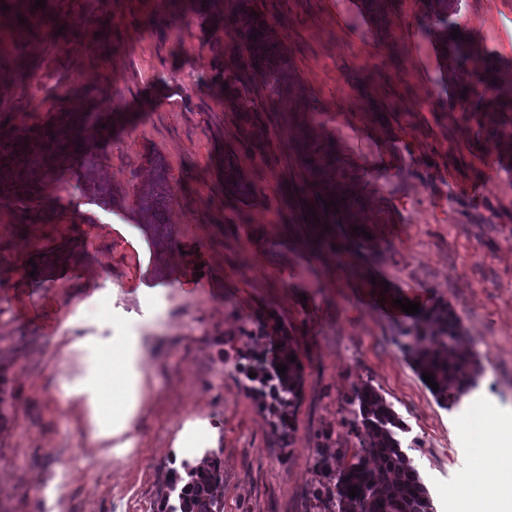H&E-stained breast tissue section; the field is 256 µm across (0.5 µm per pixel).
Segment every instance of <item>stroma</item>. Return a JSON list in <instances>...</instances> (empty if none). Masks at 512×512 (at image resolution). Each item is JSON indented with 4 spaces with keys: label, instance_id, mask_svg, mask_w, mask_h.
Masks as SVG:
<instances>
[{
    "label": "stroma",
    "instance_id": "35a3bbf8",
    "mask_svg": "<svg viewBox=\"0 0 512 512\" xmlns=\"http://www.w3.org/2000/svg\"><path fill=\"white\" fill-rule=\"evenodd\" d=\"M0 0V155L80 109L96 159L41 175L28 203L0 194V512H158L170 450L189 421L219 428L224 512H321L343 449L361 438L347 404L372 384L400 418L403 450L435 512H461L465 485L499 474L464 424L512 420V112L494 123L482 89L450 101L438 82L422 0H395L376 29L354 0H255L287 49L301 94L246 131L215 76L234 47L197 0ZM512 85V0H461L455 16ZM315 107L365 204L362 234L314 220L294 193L296 126ZM250 181L224 193L225 158ZM165 181H158L155 163ZM160 204L146 225L138 198ZM400 299L448 305L479 360L477 384L441 405L395 341ZM106 306L147 350L145 408L131 447L89 445L69 397L74 336L112 334ZM303 365L289 432L246 380L225 371L266 337Z\"/></svg>",
    "mask_w": 512,
    "mask_h": 512
}]
</instances>
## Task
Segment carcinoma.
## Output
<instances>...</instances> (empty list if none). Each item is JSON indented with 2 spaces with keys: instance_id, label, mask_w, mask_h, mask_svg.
<instances>
[{
  "instance_id": "1",
  "label": "carcinoma",
  "mask_w": 512,
  "mask_h": 512,
  "mask_svg": "<svg viewBox=\"0 0 512 512\" xmlns=\"http://www.w3.org/2000/svg\"><path fill=\"white\" fill-rule=\"evenodd\" d=\"M371 23L382 28L392 0H358ZM460 0H422L424 29L433 37L439 61L438 82L446 88L451 99L470 96L479 86L496 87L494 100L482 104L481 111L493 118V113L512 110V85L495 86L497 64L488 52L476 46L469 38L452 39L456 28L453 16ZM253 0H225L224 21L239 38L240 49L224 61L219 81L227 83L225 103L242 114L247 124H255L259 108L247 97L240 84L239 72L250 70L259 75L267 90L268 101L295 90L287 51L274 39L271 27L262 15H253ZM82 119L67 115L62 136H54L41 145H25L14 149L0 159V169L6 177L0 186L15 192L27 193V201H35L30 187L21 186L12 179L13 170L30 166H64L79 148V127ZM321 125L319 112L310 109V119L300 129L293 150L305 172L304 189L316 204L324 209L335 224L362 223L363 204L351 187V176L342 168L336 146L328 135L318 136ZM334 182L341 193L334 197L339 211L324 207L329 199L320 189ZM224 193L247 202L254 197L255 188L235 168L230 155H224ZM405 341L400 349L417 373L431 374L439 389L435 395L443 402L458 399L475 385L481 366L475 355L465 348L459 320L446 305L429 310L420 309L412 316V324L401 332ZM278 343L247 355L250 370L256 376L249 379L248 389L255 397L267 403L277 418L276 427L291 426L300 388L302 368L289 361L295 353L288 337ZM287 366L281 374L276 365ZM353 423L364 428L368 440L363 453H355L343 463L336 474L333 490L325 505L327 512H433L429 493L413 462L402 451L398 432L403 426L381 394L371 385L353 391L349 399ZM187 478L173 479L169 493L163 498L160 512H223L224 473L214 458L200 467L186 471ZM358 487L356 497L348 494L350 487Z\"/></svg>"
}]
</instances>
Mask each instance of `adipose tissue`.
I'll list each match as a JSON object with an SVG mask.
<instances>
[{
  "instance_id": "obj_1",
  "label": "adipose tissue",
  "mask_w": 512,
  "mask_h": 512,
  "mask_svg": "<svg viewBox=\"0 0 512 512\" xmlns=\"http://www.w3.org/2000/svg\"><path fill=\"white\" fill-rule=\"evenodd\" d=\"M112 344L76 340L74 349L83 353L82 372L70 385L73 396L86 405V432L94 445H101L131 431L144 404V350L141 338L125 322L112 323ZM218 433L208 422L185 424L171 450L175 468L202 465ZM512 443V423L495 434L482 437L480 454L492 459L502 480L496 488H459L457 494L470 512H512V455H503L504 444Z\"/></svg>"
}]
</instances>
